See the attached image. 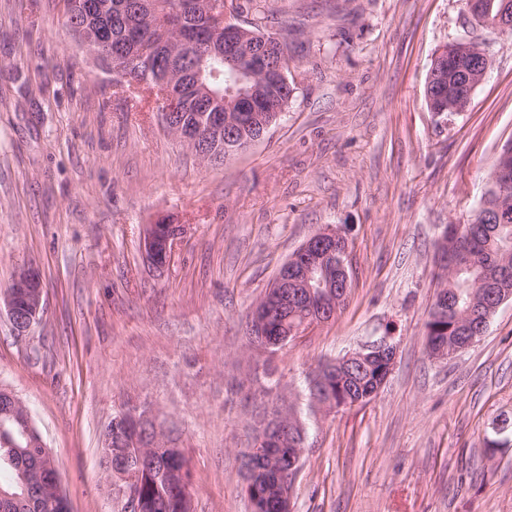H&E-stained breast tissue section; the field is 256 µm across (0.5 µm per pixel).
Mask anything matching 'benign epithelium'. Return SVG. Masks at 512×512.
<instances>
[{"mask_svg": "<svg viewBox=\"0 0 512 512\" xmlns=\"http://www.w3.org/2000/svg\"><path fill=\"white\" fill-rule=\"evenodd\" d=\"M222 6L214 11L208 7H201L205 23L199 28L201 38L208 40L214 46L213 53L224 57V63L231 69H236L232 59H241L248 63L250 71L263 86L278 84L286 79L283 62H275L269 58L262 47L256 46L257 39L245 27L228 24L224 21ZM73 33L81 45L96 57L101 58L107 69H112V53L104 49L99 37L92 31L82 27H74ZM438 55L443 61L454 66L465 76L464 84L450 92L441 88L437 96V104L433 107L435 112L454 110L453 97L470 99L472 91L483 81L487 71L477 75L470 74L465 66L468 60V46L461 41H454L448 47L441 49ZM114 70V69H112ZM120 84H125L130 77L122 70H114ZM182 82V74L169 69L156 70V88L161 95H172L175 85ZM244 96L238 95L234 90H228L224 99L223 112H214L211 115L206 132H201L191 125L175 124L173 112H159L163 127L187 144L197 155L204 159L211 156L209 144L211 140L221 141L224 144V156L233 155L251 145L263 136L268 128L278 119L279 114L272 113L267 116L252 115L249 122H244L241 111L244 108ZM495 182L498 195L505 197L512 188V151L503 149L500 152L499 165L496 170ZM184 233L181 224H173L161 219L145 226L143 236V251L147 262L157 269L169 266L178 239ZM462 235V226L448 225L443 231L437 251L436 265L441 273L455 269L459 258L448 251V234ZM348 243L341 231L327 227L311 236L293 255L282 265L280 272L271 285L265 290L263 296L253 304L249 319L248 330L252 342L259 349L268 351L271 344L267 340L269 335V317L274 311L286 312L288 306L300 303L306 308L299 322L292 324L289 335L298 339L315 326L327 323L336 316L348 294L349 274L347 268ZM0 306L5 308L7 317L14 331L23 335L39 320L44 312V296L40 273L31 266L19 268L14 275L11 288L0 294ZM390 342L383 338L376 342H367L357 351L331 361L336 370L342 371L348 366L363 363L373 359V354L385 350ZM265 411L252 432L250 446L241 451L242 483L246 486L254 483L260 473L255 466L254 459L262 453V447L270 442L283 446L288 432L295 431L297 424L288 412V401L280 399L275 402L264 403ZM140 424L148 428L150 442L144 445V456L150 458L154 454L169 447V438L172 429L159 421L155 415L148 412L140 420ZM36 444L40 446L44 469L47 470L57 496L64 497L61 476L54 461V456L46 447L42 437H37ZM305 449L290 448L288 456L291 457L292 466L288 474L275 473V480L269 483L268 494L279 498L280 512H292V495L288 487L294 485L302 469V458ZM110 488L118 494L119 500L125 503L127 510H139L138 473L115 470L108 473Z\"/></svg>", "mask_w": 512, "mask_h": 512, "instance_id": "1", "label": "benign epithelium"}]
</instances>
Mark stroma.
Returning a JSON list of instances; mask_svg holds the SVG:
<instances>
[{
	"mask_svg": "<svg viewBox=\"0 0 512 512\" xmlns=\"http://www.w3.org/2000/svg\"><path fill=\"white\" fill-rule=\"evenodd\" d=\"M286 37V113L246 151L201 162L157 103L113 84L65 24L66 0H0V292L36 264L44 312L23 335L0 313V385L53 453L69 512H118L101 433L124 404L175 427L194 512H248L238 449L271 366L295 406L319 362L388 337L376 398L314 419L293 512H512V301L444 361L425 349L447 225L468 223L512 141V31L463 0H262ZM491 59L462 112L436 114L426 79L459 39ZM184 225L170 265L146 225ZM341 228L352 288L335 320L275 357L244 334L252 304L315 232Z\"/></svg>",
	"mask_w": 512,
	"mask_h": 512,
	"instance_id": "stroma-1",
	"label": "stroma"
}]
</instances>
